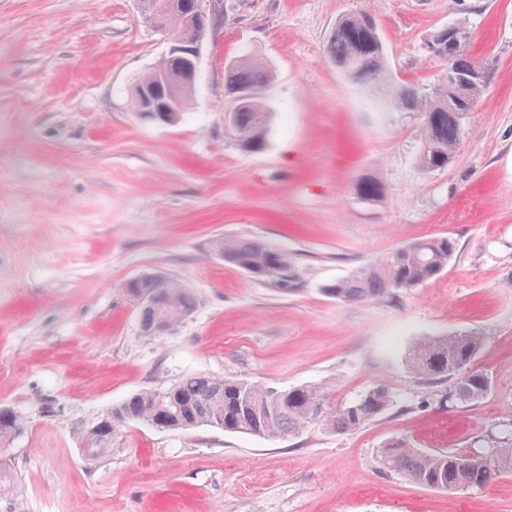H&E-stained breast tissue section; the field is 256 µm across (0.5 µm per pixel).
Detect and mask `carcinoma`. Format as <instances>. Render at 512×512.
Masks as SVG:
<instances>
[{
    "instance_id": "1",
    "label": "carcinoma",
    "mask_w": 512,
    "mask_h": 512,
    "mask_svg": "<svg viewBox=\"0 0 512 512\" xmlns=\"http://www.w3.org/2000/svg\"><path fill=\"white\" fill-rule=\"evenodd\" d=\"M167 9L163 26L175 43L188 47L204 45L214 39L218 25L213 16L190 19L192 0H177ZM467 30L459 22L455 31L442 29L428 44V53L446 61L454 50L456 32ZM327 53L336 68L351 82L382 93L394 108L419 112L421 143L418 167L431 172L448 167L461 141L462 120L485 89L487 78L474 76L476 64L468 48L456 51L453 58L455 80L464 84V92L455 104L448 103V90L431 94L397 79L388 67L384 40L371 13L359 11L342 16L327 45ZM179 59L164 53L133 81L130 94L152 86L167 71L178 67ZM272 71L260 57L244 55L224 74L227 96L247 95L235 104L230 129L240 148L248 153L263 149L269 133L272 112L261 98L262 89L271 81ZM196 82L180 84L170 104L184 119L192 103ZM358 196L376 201L384 193L383 184L374 178L360 180ZM218 256L233 263L252 277L268 282L284 292L293 289L297 274L288 256L264 242L219 238L212 244ZM454 251L446 237H432L401 246L381 260L356 269L344 279L323 286L322 292L341 302H395L411 288L434 279ZM124 292L146 296L148 304L140 311V325L147 336L170 329L190 317L197 297L180 281L161 275L129 281ZM484 337L472 334L446 335L426 340L414 347L407 364L413 376L426 383L448 381V399L456 404H473L486 397L491 379L469 370L471 362L483 352ZM328 392L323 385L308 384L291 389L258 386L241 380L191 373L175 383L132 394L91 418L94 428L78 422L72 433L81 451L88 453V464H97L112 452L107 429L117 433L116 422L138 423L161 430H190L207 426L227 433L267 438H283L306 427L323 422L339 433L352 431L384 413L393 403L388 389L375 385L332 417L325 415ZM26 422L17 412L0 411V452L21 436ZM384 468L403 474L408 480L442 491L479 489L497 477L512 472V447L486 448L480 452L459 453L448 450H423L405 442L393 443L380 451ZM13 470L0 464V505L15 493Z\"/></svg>"
}]
</instances>
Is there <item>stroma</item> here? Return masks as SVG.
Instances as JSON below:
<instances>
[{
    "label": "stroma",
    "mask_w": 512,
    "mask_h": 512,
    "mask_svg": "<svg viewBox=\"0 0 512 512\" xmlns=\"http://www.w3.org/2000/svg\"><path fill=\"white\" fill-rule=\"evenodd\" d=\"M194 104L174 126L138 118L130 84L167 49L138 0H0V407L26 432L6 453L15 512H512V473L440 492L384 469L380 448L477 452L512 420V0H223ZM372 13L394 76L433 91L426 48L469 19L486 87L446 169L422 172L421 117L366 100L331 63L338 18ZM274 78L265 147L224 123L226 67ZM377 177L368 203L356 183ZM447 236L435 279L395 303H343L325 284L397 247ZM218 238L288 254L283 292L227 263ZM182 281L199 305L143 334L124 283ZM476 333L492 390L465 407L407 369L414 345ZM288 389L322 384L333 414L384 385L393 405L348 433L314 424L269 440L129 424L89 466L72 434L128 396L189 373Z\"/></svg>",
    "instance_id": "35a3bbf8"
}]
</instances>
